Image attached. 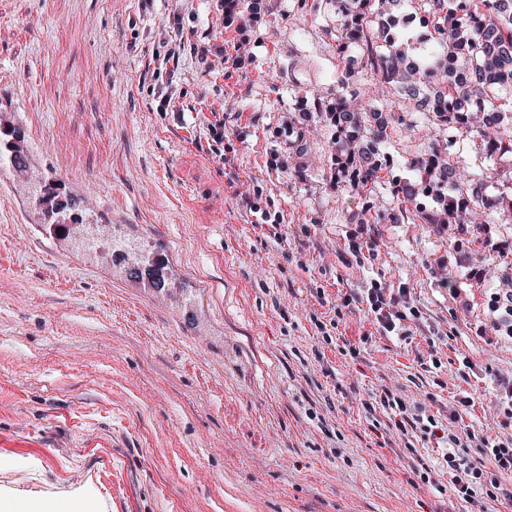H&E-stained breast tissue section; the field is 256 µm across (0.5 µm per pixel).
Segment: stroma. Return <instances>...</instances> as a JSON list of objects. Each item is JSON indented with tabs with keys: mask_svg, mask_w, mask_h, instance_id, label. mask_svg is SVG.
<instances>
[{
	"mask_svg": "<svg viewBox=\"0 0 512 512\" xmlns=\"http://www.w3.org/2000/svg\"><path fill=\"white\" fill-rule=\"evenodd\" d=\"M252 1L0 0V140L21 138L0 155V486H83L101 512H468L411 482L426 467L447 483L436 443L365 405L387 389L445 431L468 393L460 429L512 436L491 391L512 378V312L491 305L512 224H376L374 253L346 263L360 203L335 188L336 132L307 109L336 87L335 4L256 0L253 21ZM376 107L413 122L371 187L390 213L436 126L393 90ZM456 154L512 190L511 165L470 142ZM51 184L81 218L63 235L34 202ZM256 198L280 228L258 227ZM158 253L182 280H139ZM374 281L419 309L409 336L344 305Z\"/></svg>",
	"mask_w": 512,
	"mask_h": 512,
	"instance_id": "stroma-1",
	"label": "stroma"
}]
</instances>
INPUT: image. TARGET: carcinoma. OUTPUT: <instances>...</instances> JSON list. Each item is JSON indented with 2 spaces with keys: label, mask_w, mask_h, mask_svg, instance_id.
<instances>
[{
  "label": "carcinoma",
  "mask_w": 512,
  "mask_h": 512,
  "mask_svg": "<svg viewBox=\"0 0 512 512\" xmlns=\"http://www.w3.org/2000/svg\"><path fill=\"white\" fill-rule=\"evenodd\" d=\"M335 2L338 23L327 34L336 41L339 60L359 49L376 86L428 106L435 124L454 138L466 132L487 157L512 162V107L501 104L512 93V0ZM411 6L429 29L431 50L423 56L401 31H391L396 17ZM355 81L356 72L345 65L336 91L314 97L310 111L336 129V179L363 199L354 219L367 224L373 204L365 190L386 168L377 146L390 130L406 125V118L403 111H377L354 88ZM409 167L416 180L398 182L395 192L410 208L391 215L393 222L409 212L426 224L478 225L512 211V197L490 192L487 176L461 171L446 142L433 141L409 159Z\"/></svg>",
  "instance_id": "1"
}]
</instances>
